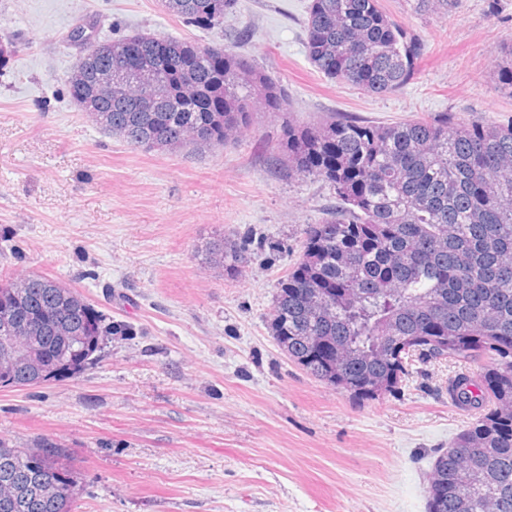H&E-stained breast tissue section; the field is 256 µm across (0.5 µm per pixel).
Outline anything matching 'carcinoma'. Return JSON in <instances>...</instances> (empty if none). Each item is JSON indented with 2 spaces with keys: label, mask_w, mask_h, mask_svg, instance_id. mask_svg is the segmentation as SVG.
Returning <instances> with one entry per match:
<instances>
[{
  "label": "carcinoma",
  "mask_w": 512,
  "mask_h": 512,
  "mask_svg": "<svg viewBox=\"0 0 512 512\" xmlns=\"http://www.w3.org/2000/svg\"><path fill=\"white\" fill-rule=\"evenodd\" d=\"M235 0H165L169 13L215 28ZM310 63L323 77L371 95L393 94L416 75L423 43L381 0H311ZM134 34L85 64L117 67L121 55L166 71L165 96L145 106L115 84L100 127L144 151L217 147L254 112L287 111V89L230 49ZM498 91L512 97V44ZM271 161L289 178L331 187L336 205L304 230L298 262L278 282L267 330L288 358L358 400L391 394L406 367L391 350L421 337V362L488 358L474 380L448 392L478 414L434 461L426 512H512V124L448 125V116L379 124L331 116L286 125ZM243 251L220 238L205 260L235 267ZM111 327L77 291L45 276L0 278V356L33 335L49 360L0 368V387L74 375L96 361ZM80 481L66 449L48 439L0 457V512H73Z\"/></svg>",
  "instance_id": "obj_1"
}]
</instances>
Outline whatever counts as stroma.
Wrapping results in <instances>:
<instances>
[{
    "mask_svg": "<svg viewBox=\"0 0 512 512\" xmlns=\"http://www.w3.org/2000/svg\"><path fill=\"white\" fill-rule=\"evenodd\" d=\"M310 0H235L201 29L162 0H0V274L79 291L113 334L81 373L0 388V436L66 448L76 512H426L435 458L473 422L448 383L476 363L416 361L400 389L359 401L288 359L268 334L277 284L306 225L334 200L269 167L287 122L332 114L393 124L441 112L455 124L512 123L495 75L512 43V0H455L447 16L384 0L418 33V73L369 95L326 80L305 50ZM242 53L288 89L237 140L146 152L103 131L71 99L85 44L150 33ZM244 245L235 271L209 266L217 238Z\"/></svg>",
    "mask_w": 512,
    "mask_h": 512,
    "instance_id": "35a3bbf8",
    "label": "stroma"
}]
</instances>
